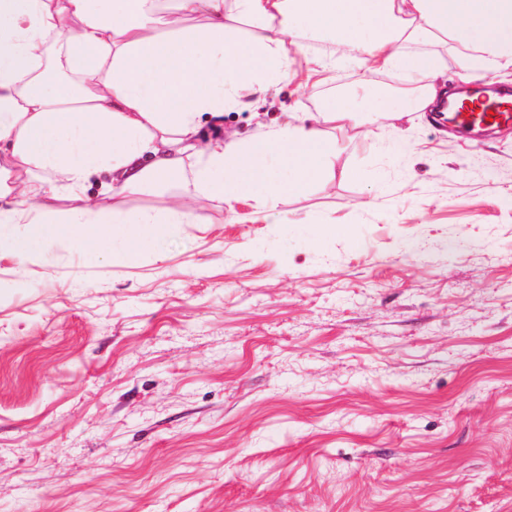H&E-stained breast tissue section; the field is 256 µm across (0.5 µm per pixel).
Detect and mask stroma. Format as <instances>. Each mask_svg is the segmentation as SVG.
<instances>
[{
	"mask_svg": "<svg viewBox=\"0 0 512 512\" xmlns=\"http://www.w3.org/2000/svg\"><path fill=\"white\" fill-rule=\"evenodd\" d=\"M387 77L297 71L199 140ZM335 135L276 224L212 204L132 263L0 243V512H512V126Z\"/></svg>",
	"mask_w": 512,
	"mask_h": 512,
	"instance_id": "obj_1",
	"label": "stroma"
}]
</instances>
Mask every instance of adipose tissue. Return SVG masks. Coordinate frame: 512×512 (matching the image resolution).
Here are the masks:
<instances>
[{
	"mask_svg": "<svg viewBox=\"0 0 512 512\" xmlns=\"http://www.w3.org/2000/svg\"><path fill=\"white\" fill-rule=\"evenodd\" d=\"M306 32L404 72L413 90L362 81L256 136L198 147L204 115L287 80ZM415 44L426 52L409 53ZM440 45L463 47L475 80L490 63L512 65V0H0V240L29 254L66 234L90 261L131 263L170 225L203 223L209 203L248 200L275 217L282 197L332 173L327 125L435 104ZM104 174L108 208L85 194ZM175 179L165 208L127 207Z\"/></svg>",
	"mask_w": 512,
	"mask_h": 512,
	"instance_id": "1",
	"label": "adipose tissue"
}]
</instances>
